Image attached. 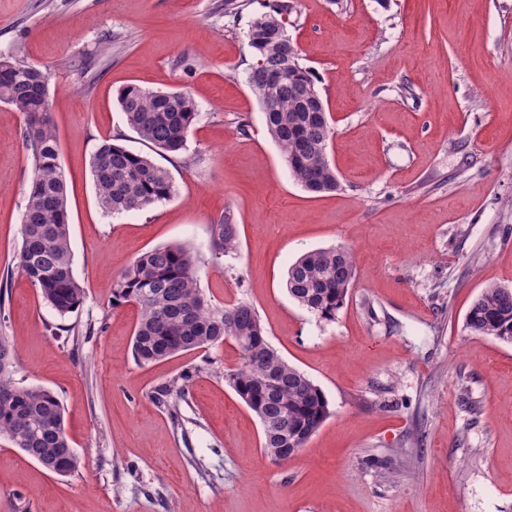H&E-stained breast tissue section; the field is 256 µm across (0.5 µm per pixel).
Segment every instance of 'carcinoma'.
I'll return each mask as SVG.
<instances>
[{
	"label": "carcinoma",
	"mask_w": 512,
	"mask_h": 512,
	"mask_svg": "<svg viewBox=\"0 0 512 512\" xmlns=\"http://www.w3.org/2000/svg\"><path fill=\"white\" fill-rule=\"evenodd\" d=\"M268 11L251 22L247 45L255 62L246 81L262 105L267 131L278 145L294 179L315 194L335 192L341 183L329 160L331 117L314 111L319 95L310 69L288 65V48L275 43V28L265 23L288 17V0H267ZM159 91L129 84L117 102L128 126L140 139L163 154L178 155L198 117V105L183 90ZM0 103L25 117L23 138L32 161L33 177L21 216L19 271L59 315L78 310L85 289L73 272L67 182L59 138L50 108L47 71L24 64L0 71ZM90 172L100 208L119 214L146 210L171 199L175 187L170 173L149 156L102 141L94 151ZM238 225L224 216L210 225V261L224 266V257L237 252ZM356 279L350 249L320 248L298 257L289 267L286 288L301 306L320 319L333 321ZM131 303L140 317L133 336V353L152 363L181 352L218 348L224 341L241 350L239 365L224 380L259 418L262 448L302 449L330 417L328 400L304 372L289 365L266 339V329L246 302L224 307L212 303L199 287L195 255L180 244L156 247L139 255L114 281L112 304ZM472 335L512 343V288L486 287L465 316ZM15 355L0 340V437L43 468L68 476L80 458L63 449L71 442L65 429L64 407L58 395L41 386L14 381ZM194 373L180 374L156 391L160 397L185 396Z\"/></svg>",
	"instance_id": "cac0c4a2"
}]
</instances>
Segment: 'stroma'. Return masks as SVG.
<instances>
[{"mask_svg": "<svg viewBox=\"0 0 512 512\" xmlns=\"http://www.w3.org/2000/svg\"><path fill=\"white\" fill-rule=\"evenodd\" d=\"M288 33L317 79L340 190L291 175L246 84L264 0H0V58L50 72L73 270L62 316L17 268L32 166L24 117L0 103V338L15 381L57 392L80 467L62 477L0 438V512H512V344L471 335L489 285L512 287V0H290ZM130 83L188 90L186 151L158 157L171 200L108 215L90 160L149 147L117 104ZM239 226L210 263L209 226ZM179 243L218 304L244 301L332 414L285 462L224 380L231 341L142 364L136 306L112 303L140 254ZM349 246L357 278L326 322L288 294L303 252ZM195 370L185 397L159 387Z\"/></svg>", "mask_w": 512, "mask_h": 512, "instance_id": "35a3bbf8", "label": "stroma"}]
</instances>
